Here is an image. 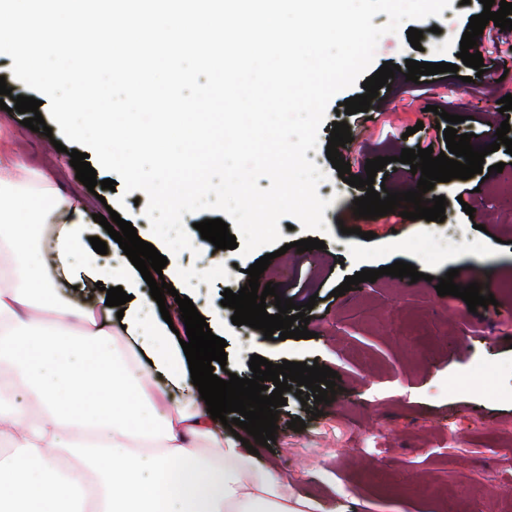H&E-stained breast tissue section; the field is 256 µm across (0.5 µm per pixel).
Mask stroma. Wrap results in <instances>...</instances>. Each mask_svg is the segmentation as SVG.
<instances>
[{
	"label": "stroma",
	"mask_w": 512,
	"mask_h": 512,
	"mask_svg": "<svg viewBox=\"0 0 512 512\" xmlns=\"http://www.w3.org/2000/svg\"><path fill=\"white\" fill-rule=\"evenodd\" d=\"M470 6L452 0L441 17L416 22L422 30L419 47H412L406 31L383 35L375 52V66L407 60L457 63L461 33ZM496 69L477 74L459 66L450 73L420 76L418 82L391 78L380 89L386 103L383 115L357 122L347 120L338 107L362 94L356 85L335 96L320 127L318 150L308 151L328 179L320 196L335 192L326 209L330 229L323 249L303 253L293 249L304 239L302 227L283 230L288 251L272 260L260 284H277L283 297L295 303L316 298L308 325L309 339L268 340L262 331L232 321H219L224 289H236L246 275L241 259L248 256L224 250V266L214 269L206 254L185 250L175 256L179 265L212 268L210 277L173 279L175 295L165 305L177 330H184L177 297H188L211 331H223L228 360L238 377L250 376L249 361L259 355L269 362L319 363L337 372L340 392L311 417L294 392L278 416L276 441L260 448L262 460L288 477L294 492L312 499L318 512H449L448 496L466 491L469 512H512V196L500 186L512 181V165L504 150L490 161L504 165L488 179L474 176L436 183L448 202L454 231L439 223L396 218L355 217V198L362 188L343 182L326 156L333 122H347L353 137L340 150L352 169L367 160L400 155L415 141L443 137L435 108L461 115L458 133L470 134L473 146L495 141L504 119L498 102L512 94V51L491 46ZM18 112L0 109V141L21 154L30 167L54 174L70 192L85 196L89 211L105 213V199L89 194L77 179L68 153L57 151L51 135L22 124ZM423 130L407 135L409 127ZM373 239H365V232ZM397 261L415 265L422 280L391 276L362 282L343 296L332 292L345 278L365 269ZM480 285L481 295H494L493 305L469 312L458 297L438 295L434 281L449 270ZM302 418L306 426L294 431L290 422Z\"/></svg>",
	"instance_id": "stroma-1"
}]
</instances>
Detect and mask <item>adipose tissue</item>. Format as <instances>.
I'll return each mask as SVG.
<instances>
[{
	"mask_svg": "<svg viewBox=\"0 0 512 512\" xmlns=\"http://www.w3.org/2000/svg\"><path fill=\"white\" fill-rule=\"evenodd\" d=\"M94 231L83 198L0 148V368L18 380L0 386V512H314L225 436L167 324L147 320L141 275L106 265ZM48 265L81 291L110 281L140 300L121 314L72 303L44 285ZM20 387L30 404L15 405Z\"/></svg>",
	"mask_w": 512,
	"mask_h": 512,
	"instance_id": "obj_1",
	"label": "adipose tissue"
}]
</instances>
